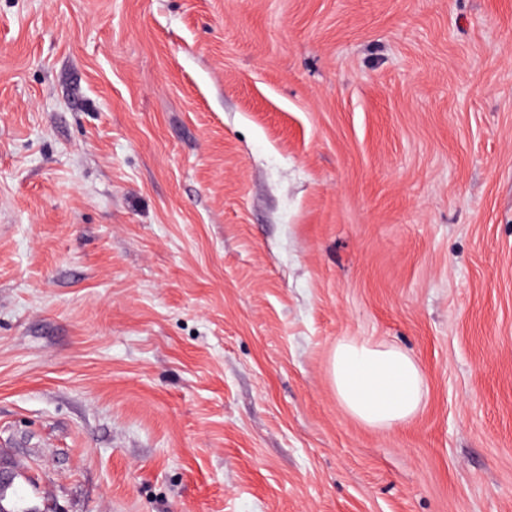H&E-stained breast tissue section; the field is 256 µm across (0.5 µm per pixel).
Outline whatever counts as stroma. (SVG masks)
<instances>
[{
	"mask_svg": "<svg viewBox=\"0 0 512 512\" xmlns=\"http://www.w3.org/2000/svg\"><path fill=\"white\" fill-rule=\"evenodd\" d=\"M343 338L416 416L342 410ZM0 461L41 512H512V0H0ZM331 379L343 411L372 428L390 429L409 420L424 398L419 364L396 346L336 342Z\"/></svg>",
	"mask_w": 512,
	"mask_h": 512,
	"instance_id": "obj_1",
	"label": "stroma"
}]
</instances>
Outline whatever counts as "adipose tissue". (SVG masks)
Masks as SVG:
<instances>
[{"instance_id": "obj_1", "label": "adipose tissue", "mask_w": 512, "mask_h": 512, "mask_svg": "<svg viewBox=\"0 0 512 512\" xmlns=\"http://www.w3.org/2000/svg\"><path fill=\"white\" fill-rule=\"evenodd\" d=\"M331 379L343 411L372 428L389 429L409 420L424 398L419 364L396 346L338 341Z\"/></svg>"}]
</instances>
